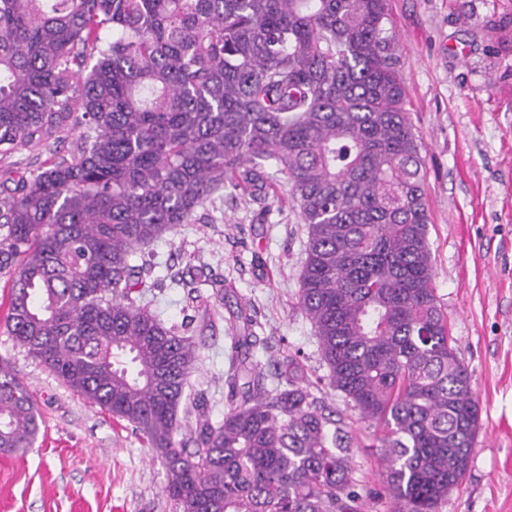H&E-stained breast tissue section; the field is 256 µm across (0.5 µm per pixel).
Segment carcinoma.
Listing matches in <instances>:
<instances>
[{
	"label": "carcinoma",
	"instance_id": "carcinoma-1",
	"mask_svg": "<svg viewBox=\"0 0 512 512\" xmlns=\"http://www.w3.org/2000/svg\"><path fill=\"white\" fill-rule=\"evenodd\" d=\"M386 0H0V157L79 131L0 190L13 343L128 422L180 512H359L351 439L294 361L267 388L240 309L212 423L186 393L199 344L137 305L132 257L221 189L284 174L307 227L298 304L328 386L373 428L395 512H439L479 404L435 295L422 141ZM195 414L194 447L184 422ZM40 416L0 366V454Z\"/></svg>",
	"mask_w": 512,
	"mask_h": 512
}]
</instances>
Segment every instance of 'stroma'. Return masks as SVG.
<instances>
[{
  "label": "stroma",
  "mask_w": 512,
  "mask_h": 512,
  "mask_svg": "<svg viewBox=\"0 0 512 512\" xmlns=\"http://www.w3.org/2000/svg\"><path fill=\"white\" fill-rule=\"evenodd\" d=\"M400 40L408 116L422 139L434 288L480 408L469 470L439 512H512V0H387ZM71 140L0 160V175L30 177ZM277 201L241 193L208 199L198 224L156 243L140 302L200 345L187 390L222 420L239 307L257 320L250 349L267 384L274 361L295 359L327 375L318 339L298 305L307 230L283 175ZM224 300L209 301L210 281ZM11 286L0 272V361L27 385L41 417L33 447L0 454V512H179L164 491L166 469L127 422L84 401L16 348L3 318ZM353 440L352 480L361 512H393L372 430L337 391L313 388Z\"/></svg>",
  "instance_id": "obj_1"
}]
</instances>
